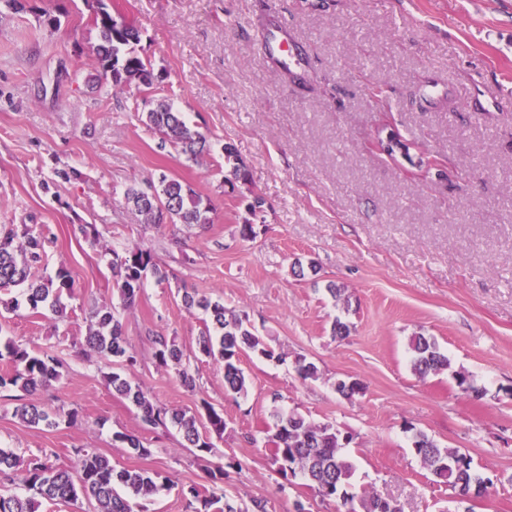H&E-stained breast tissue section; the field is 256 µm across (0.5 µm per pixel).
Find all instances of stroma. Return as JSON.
Segmentation results:
<instances>
[{
    "label": "stroma",
    "mask_w": 512,
    "mask_h": 512,
    "mask_svg": "<svg viewBox=\"0 0 512 512\" xmlns=\"http://www.w3.org/2000/svg\"><path fill=\"white\" fill-rule=\"evenodd\" d=\"M134 25L153 86L105 79L86 0H25L0 6V225L25 224L45 240L40 277L66 267L74 287L65 317L32 314L19 289L0 315V338L32 351L62 348L64 367L37 404L76 410L77 423L31 427L13 415L14 389L0 390V448L47 452L71 466L72 448L114 464L157 470L174 485L154 512H187L183 488H223L267 512H336L301 476L277 474L265 431L274 412H298L353 434L354 492L393 498L402 512H512V0H112ZM56 15L51 27L42 11ZM288 34V61L263 48ZM381 85L385 104L370 85ZM184 112L210 151L189 161L145 124L155 99ZM396 136L394 155L376 140ZM247 182L224 183V144ZM70 179H63V172ZM166 172L210 202L211 224H148L123 205L125 190ZM265 205L250 213L252 194ZM255 226L243 239L242 224ZM152 250L169 278H147L132 307L112 287V253ZM336 284L333 298L327 284ZM249 316L257 336L285 354L246 351L247 398L224 395V366L197 357L203 314L184 289ZM114 310L134 366L114 368L86 349L93 310ZM350 326L346 339L335 320ZM434 337L450 371L418 377L410 338ZM191 358L195 389L157 367L156 336ZM319 377L301 380L296 357ZM120 370L158 405L224 410L223 436L197 457L173 427L145 426L104 379ZM482 387L470 400L455 372ZM340 380L363 393L344 398ZM421 431L469 455L493 479L487 498L460 499L421 464ZM140 437L149 456L115 441Z\"/></svg>",
    "instance_id": "stroma-1"
}]
</instances>
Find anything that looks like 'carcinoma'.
Masks as SVG:
<instances>
[{
    "mask_svg": "<svg viewBox=\"0 0 512 512\" xmlns=\"http://www.w3.org/2000/svg\"><path fill=\"white\" fill-rule=\"evenodd\" d=\"M93 22L99 31L100 43L95 55L103 75L111 78L112 85L146 83L152 76L145 61L135 52L133 44L139 41V31L119 12H112L106 0H92ZM145 124L157 133L162 142L172 145L190 161H195L206 149L204 134L191 128L183 113L160 101L146 112ZM224 163L230 168V177L224 182L234 185L247 181V171L233 145L224 144ZM124 205L144 217L147 224H181L187 228L211 223L209 204L187 183L165 174L145 186H131L124 193ZM44 241L34 236L27 225L0 231V292L24 287L30 310H48L61 317L65 313L63 294L71 292L74 280L70 272L60 267L53 277H36L33 269L42 262ZM114 287L122 304H134L147 276L162 282L168 272L154 259L152 252L140 245L122 251L112 250L111 262ZM182 302L189 311L200 310L205 315L204 328L198 339V352L205 356L220 357L224 363V392L227 396H245L248 381L240 367V356L250 350L267 359H280L281 355L256 336L248 315L236 313L193 289H184ZM95 324L89 327L85 346L112 360L116 365H131L135 356L128 351L123 326L108 310L93 312ZM155 363L159 367L174 366L187 388L195 387L190 360L175 340L164 336L155 338ZM412 370L424 378L450 367L448 355L431 336L418 334L410 341ZM0 360L10 365L6 374H0V388L12 386L30 394L43 390L60 378L64 360L59 352L30 351L7 340L0 344ZM107 384L138 411L142 423L149 427L171 422L182 439V446L200 453L214 448L208 433L224 434V411L206 399L189 413L181 409L159 408L142 387L112 373ZM14 416L29 426L56 425V419L47 410L31 403L15 407ZM354 436L336 432L330 424H314L299 413L277 417L274 431L267 435L271 444V460L276 473H301L318 495L324 499L340 501L343 512H355L352 480L355 463L342 453V437ZM114 439L125 444L138 455H147L146 448L134 435L117 432ZM413 450L423 466L440 482L465 496L475 481L485 477L474 467L472 459L457 449L441 448L423 432L413 436ZM73 467L55 466L39 456L23 459L11 450L0 448V476L12 479L22 475L27 493H0V512H39L41 500L70 505L83 499L93 512H133L130 499L139 501V512H149L148 504L155 494L173 485L171 478L160 471L119 467L103 453L89 448H74ZM191 512H265L262 502L253 500L247 505L235 496L215 490L201 492L188 488ZM392 501L371 493L361 498L363 512H389Z\"/></svg>",
    "mask_w": 512,
    "mask_h": 512,
    "instance_id": "cac0c4a2",
    "label": "carcinoma"
}]
</instances>
